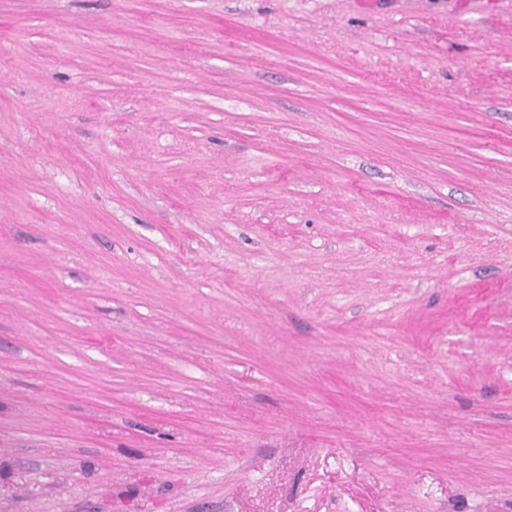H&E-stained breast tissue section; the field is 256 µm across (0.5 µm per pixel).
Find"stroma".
I'll return each mask as SVG.
<instances>
[{
	"mask_svg": "<svg viewBox=\"0 0 512 512\" xmlns=\"http://www.w3.org/2000/svg\"><path fill=\"white\" fill-rule=\"evenodd\" d=\"M0 512H512V0H0Z\"/></svg>",
	"mask_w": 512,
	"mask_h": 512,
	"instance_id": "obj_1",
	"label": "stroma"
}]
</instances>
